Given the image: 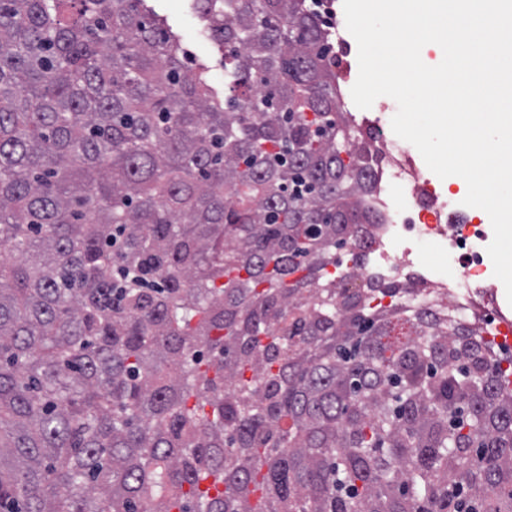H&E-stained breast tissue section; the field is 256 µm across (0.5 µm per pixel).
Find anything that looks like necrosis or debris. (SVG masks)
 I'll list each match as a JSON object with an SVG mask.
<instances>
[{
    "instance_id": "obj_1",
    "label": "necrosis or debris",
    "mask_w": 512,
    "mask_h": 512,
    "mask_svg": "<svg viewBox=\"0 0 512 512\" xmlns=\"http://www.w3.org/2000/svg\"><path fill=\"white\" fill-rule=\"evenodd\" d=\"M383 162L374 170L367 195L375 220L374 242L366 253L368 273L383 281L413 279L447 295L462 321L499 310L500 280L487 253L489 225L476 222L460 202L432 191L428 167L416 164L414 146L397 136H379ZM435 242L452 273L439 276L420 256L423 242Z\"/></svg>"
}]
</instances>
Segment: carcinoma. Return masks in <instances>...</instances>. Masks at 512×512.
<instances>
[{"mask_svg": "<svg viewBox=\"0 0 512 512\" xmlns=\"http://www.w3.org/2000/svg\"><path fill=\"white\" fill-rule=\"evenodd\" d=\"M194 8L222 94L143 0H0V512L512 506V354L364 273L319 8Z\"/></svg>", "mask_w": 512, "mask_h": 512, "instance_id": "obj_1", "label": "carcinoma"}]
</instances>
